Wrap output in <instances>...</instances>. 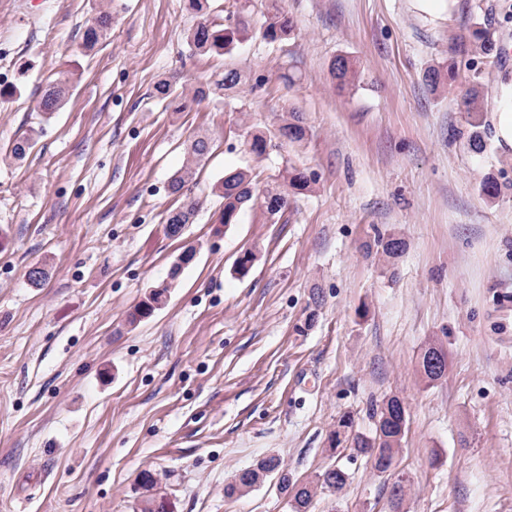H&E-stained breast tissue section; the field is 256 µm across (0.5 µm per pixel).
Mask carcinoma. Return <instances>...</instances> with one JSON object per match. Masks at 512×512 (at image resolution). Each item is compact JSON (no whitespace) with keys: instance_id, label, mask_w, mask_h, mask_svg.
<instances>
[{"instance_id":"obj_1","label":"carcinoma","mask_w":512,"mask_h":512,"mask_svg":"<svg viewBox=\"0 0 512 512\" xmlns=\"http://www.w3.org/2000/svg\"><path fill=\"white\" fill-rule=\"evenodd\" d=\"M230 7V14L236 18V23L232 27L225 25L212 15L209 0H184L183 8L197 19V23L186 32V43L192 52L219 57L232 54L235 44L243 40L251 30L254 5L252 0H232ZM263 18L262 34L270 43L281 42L294 31L293 20L280 10L277 0H269ZM111 26L112 15L106 12L99 14L85 28L83 47L88 50L93 49ZM330 70L342 89L356 86L359 80L356 66L344 56L335 58ZM245 82L246 78L241 71L226 65L224 77L217 83V87L227 91ZM69 93V77L63 74L45 90L40 102V111L48 116L59 111L66 103ZM464 104L472 127L467 146L471 151L480 153L485 147V140L481 118L483 106L479 91L475 88L470 89ZM279 134L291 143L303 141L306 137V127L300 113H288L279 127ZM208 152L209 144L204 139H197L191 144L192 163L172 176L170 181L172 192L177 194L182 191L195 174V166L205 158ZM309 187L310 181L304 173L294 167L286 166L280 171V182L265 189L263 196L259 197L255 194L251 175L239 170L226 172L217 186L219 196L224 200L219 223L234 224L242 210L257 204L260 205L263 213L275 216L288 206L290 194H300ZM198 209V201L191 198L183 200L179 207L169 212L166 219V233L173 237L179 235L185 225L193 223ZM378 246L381 248V254L389 260L398 257L403 251L404 241L392 236L379 240ZM168 288H170L168 284L153 288L130 312L128 324L135 326L152 317L166 303ZM434 351L442 352L444 347L436 342L427 343L421 351L419 360L420 373L429 385L442 380L446 375L444 370L436 373L427 368L425 359ZM368 415L373 421V428L368 433L354 429L351 416L343 415L338 421L336 430L330 436V449L335 450L344 442L355 454L367 458L376 471L387 472L392 469L401 448L407 424V410L399 397L390 396L379 402L370 403ZM271 476L278 477V488L289 498L291 512H310L317 493L338 496L344 491L350 479L346 470L334 466L316 475L313 480L299 484L288 475L281 460L271 455L258 460L255 465L239 473L234 482L224 487V494L228 497L246 494ZM405 484L406 481L399 478L389 488L392 512H400L405 497ZM156 486L157 479L154 475L149 471L143 472L140 480L142 492L138 503L139 512H156L155 506L158 502V497L154 493Z\"/></svg>"}]
</instances>
